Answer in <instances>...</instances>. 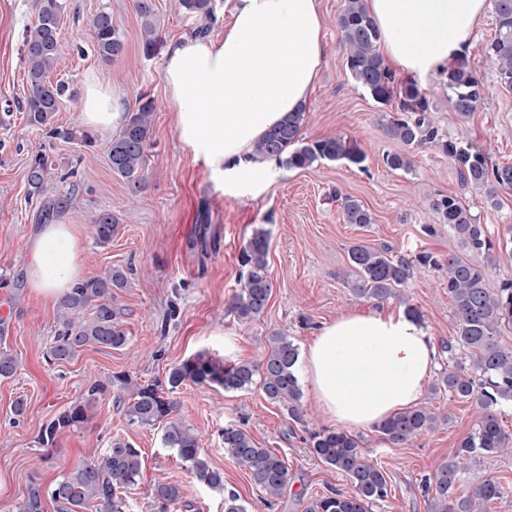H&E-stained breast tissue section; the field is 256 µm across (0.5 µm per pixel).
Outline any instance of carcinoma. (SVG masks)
<instances>
[{
    "mask_svg": "<svg viewBox=\"0 0 512 512\" xmlns=\"http://www.w3.org/2000/svg\"><path fill=\"white\" fill-rule=\"evenodd\" d=\"M67 0H37V15L24 39V63L28 95L23 111L27 123L47 130L53 139L79 141L87 146L95 139L75 128L54 125L59 100L68 85L50 81L49 75L61 65L66 48L60 36L61 18ZM142 18L143 51L148 57L157 53L163 40L152 21L151 0H135ZM183 11L195 17L214 21L212 0H180ZM495 34L485 43L484 54L497 69L500 82L512 87V0H493ZM346 65L356 85L364 88L383 105L396 101L392 112L383 116L384 135L412 149L431 145L456 157L463 180L484 191L494 202L501 188L512 186V167L489 169L479 153L459 152L445 141L434 125L427 93L414 81L397 82L378 50L379 32L368 14L364 0H345L337 20ZM94 49L104 62H112L124 48L119 27L112 12L102 8L91 16L88 24ZM454 111L468 115L485 97L486 89L463 54L443 71ZM154 100L144 94L128 113L124 125L107 140V154L112 173L124 179L137 191L147 185L146 154L151 145ZM304 113L293 112L276 123L254 145V153L274 158L294 169H309L323 160H346L353 164L365 155L356 145L341 137H325L306 141L301 137ZM393 170L408 171L412 161L407 152L386 156ZM53 171V161L45 152L36 153L28 170L29 196L40 195ZM442 224L457 235L472 252L490 258L498 255L495 243L483 225L459 200L443 195L432 203ZM343 218L348 224L366 226L373 218L360 202L348 197L342 204ZM96 241L105 245L112 241L117 224L112 213L101 211L91 219ZM269 235L256 228L242 250L243 265L248 267L240 290L232 296L228 309L242 323L258 320L264 313L272 293L267 273ZM350 271L347 281L351 292L380 304L390 299L405 304L408 314L419 319L421 311L409 303L404 288L412 276V262L392 255L391 248L356 245L349 250ZM415 262L443 269L447 276L448 297L453 303L456 335L448 338L444 349L452 365L441 372L432 386L434 394L471 402L480 413L477 427L465 437L448 461L442 463L423 483L428 512H482L488 502L502 495L501 485L485 478L459 493L461 477L470 464L485 455L512 453V435L500 424L497 407L512 402V347L500 342L502 329L512 327V280L501 283L491 292L485 288V270L455 255L441 261L428 253H420ZM127 273L120 267L75 283L60 302V323L49 353L52 359L68 361L83 348L97 346L121 349L128 336L121 329V308L115 303L117 291L126 287ZM299 348L287 336L274 333L268 337V348L261 361L224 363L208 355L198 354L174 366L166 383L142 386L127 376L113 380L129 392L126 416L128 422L153 426L166 422L163 442L176 450L180 460L196 481L224 493V512H245L239 496L224 488V473L212 468L204 458L200 439L185 423L175 419L177 402L172 393L184 382L218 385L226 391L248 390L257 386L267 400L288 405L293 420L302 417V391L297 374ZM15 356L0 349V379L10 378L17 370ZM107 384L96 380L89 386L88 398L76 401L59 411L42 429L38 443L47 448L56 436L81 427L87 420L88 403L106 393ZM447 416L431 405L421 404L399 412L377 426L383 439L394 447L434 430ZM310 452L323 463L344 474L354 487L345 495L331 490L309 500L305 512H370L373 504L388 497L391 487L387 474L369 460L359 437L345 431L319 430L310 433ZM224 450L235 464L244 469L251 482L265 495L267 504L277 500L290 480L283 457L256 444L244 430L224 429ZM143 476L141 454L130 443L117 440L104 454L94 455L66 472L50 486L34 480L22 499L20 512H45L44 503H57L59 512H83L88 504L97 503L101 512H125L121 490L137 484ZM153 498L164 505L183 502V488L175 483H157Z\"/></svg>",
    "mask_w": 512,
    "mask_h": 512,
    "instance_id": "cac0c4a2",
    "label": "carcinoma"
}]
</instances>
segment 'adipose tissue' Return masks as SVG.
<instances>
[{
	"instance_id": "ef3b65f1",
	"label": "adipose tissue",
	"mask_w": 512,
	"mask_h": 512,
	"mask_svg": "<svg viewBox=\"0 0 512 512\" xmlns=\"http://www.w3.org/2000/svg\"><path fill=\"white\" fill-rule=\"evenodd\" d=\"M383 56L423 79L447 68L473 40L489 0H365ZM326 43L318 0H234L215 36L181 37L165 50L166 103L184 148L224 186L246 190L269 159L255 143L288 113L306 109ZM123 93L96 75L82 90V117L96 131L121 123ZM79 236L65 221L42 225L26 263L34 292L53 299L79 278ZM436 365L425 327L404 311L347 313L322 325L302 357L319 411L367 428L416 404Z\"/></svg>"
}]
</instances>
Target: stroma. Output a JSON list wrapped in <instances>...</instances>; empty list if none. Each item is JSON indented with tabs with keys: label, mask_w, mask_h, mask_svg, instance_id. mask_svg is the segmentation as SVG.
<instances>
[{
	"label": "stroma",
	"mask_w": 512,
	"mask_h": 512,
	"mask_svg": "<svg viewBox=\"0 0 512 512\" xmlns=\"http://www.w3.org/2000/svg\"><path fill=\"white\" fill-rule=\"evenodd\" d=\"M152 3L153 22L163 41L190 35L199 25L178 0ZM343 4L319 0L327 51L302 136L308 141L344 137L364 152L365 161H325L307 170L278 165L260 173L251 189L240 194L224 188L182 147L165 105L163 58L144 56L142 19L134 0H67L61 36L72 52L51 81H64L77 92L94 74L124 92L127 104H134L140 93L155 101L147 150L149 182L135 193L110 169L106 134H96L94 146L88 147L48 138L27 124L20 108L27 93L23 51L36 0H0V323L8 327L0 346L18 361L14 376L0 379V512H19L29 481L53 484L84 459L104 453L118 438L139 449L143 461L142 480L125 492L127 512H224L223 492L193 480L176 451L164 445L162 426L129 424L127 395L120 386L99 396L84 425L58 434L53 447H39V431L58 411L83 397L95 380L124 374L141 384L152 383L200 353L226 362H253L260 359L273 332H285L303 348L323 323L352 310L375 309L374 301L350 293L344 277L348 251L355 244L386 245L409 258L429 253L443 260L455 254L484 266L491 289L512 279L511 252L500 251L492 261L467 250L431 208L439 196L456 197L498 242L512 238V188L500 191L498 206H488L483 192L464 182L456 159L428 145L411 149V171L385 165V155L402 146L384 137L381 104L357 87L348 72L337 26ZM104 7L111 10L124 43L122 54L109 63L97 56L87 27L89 18ZM494 33V15L489 12L464 49L486 88L475 112L466 117L454 112L442 75L420 83L444 139L458 151L482 153L493 168L512 166V89L500 83L496 67L482 53L483 43ZM41 150L50 154L56 173L43 193L32 198L27 171L32 156ZM63 196L69 199L67 206L56 208ZM345 196L371 212L370 226L344 222ZM49 206L54 218L79 228L83 278L113 267L127 272L129 286L117 298L127 347H87L71 360H48L59 303L44 301L29 288L25 266L29 240ZM104 210L112 212L118 226L111 242L101 246L90 218ZM257 227L270 233L267 272L273 289L264 315L245 324L228 312L227 304L245 273L241 249ZM406 293L419 306L434 344L454 335L453 306L441 270L414 265ZM174 397L178 418L199 434L206 459L224 474L225 490L239 495L247 512H304L311 498L329 490L352 493L350 482L313 456L304 442L309 430L330 426L310 391L302 393L305 416L300 422L256 387L227 391L188 382ZM19 398L25 400L26 411L17 416L11 406ZM422 399L440 407L447 419L406 446L392 447L373 426L355 431L392 487L391 496L373 504L371 512H427L425 477L447 460L479 418L469 404L448 396L427 391ZM231 425L286 461L292 479L274 505H266L262 492L225 452L222 432ZM487 477L499 479L504 487L487 512H512V456L480 458L463 482ZM158 481L183 486V504L166 509L155 501L150 488Z\"/></svg>",
	"instance_id": "35a3bbf8"
}]
</instances>
